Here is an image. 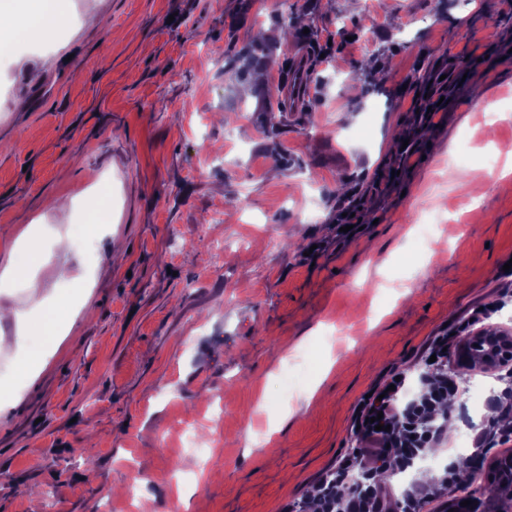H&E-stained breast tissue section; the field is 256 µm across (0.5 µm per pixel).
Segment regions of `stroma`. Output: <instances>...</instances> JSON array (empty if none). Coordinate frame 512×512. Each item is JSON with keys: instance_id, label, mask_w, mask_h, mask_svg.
Here are the masks:
<instances>
[{"instance_id": "stroma-1", "label": "stroma", "mask_w": 512, "mask_h": 512, "mask_svg": "<svg viewBox=\"0 0 512 512\" xmlns=\"http://www.w3.org/2000/svg\"><path fill=\"white\" fill-rule=\"evenodd\" d=\"M67 26L0 54V267L36 228L39 293L70 313L25 378L0 319V512H291L352 446L354 410L467 312L512 329L505 0H66ZM295 30L284 37L283 29ZM331 43L308 98L279 67ZM272 48L248 67L256 43ZM466 71L417 125L423 67ZM272 95H265V88ZM413 139L395 172L390 136ZM392 170L389 192L375 173ZM361 223L338 239L349 193ZM440 216L429 236L418 224ZM67 264L73 280L54 272ZM317 396H310V387ZM215 455H193L191 429ZM187 484L181 502L173 488Z\"/></svg>"}]
</instances>
